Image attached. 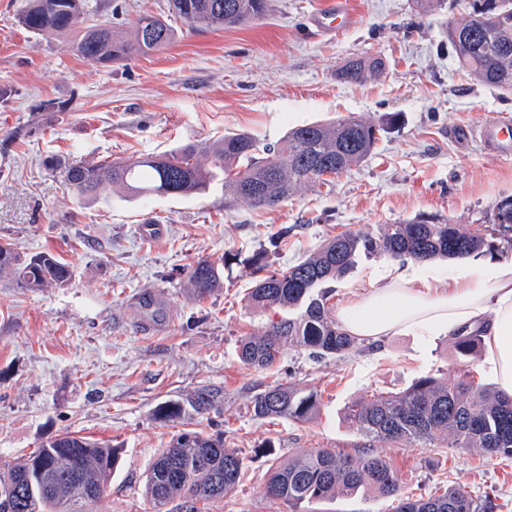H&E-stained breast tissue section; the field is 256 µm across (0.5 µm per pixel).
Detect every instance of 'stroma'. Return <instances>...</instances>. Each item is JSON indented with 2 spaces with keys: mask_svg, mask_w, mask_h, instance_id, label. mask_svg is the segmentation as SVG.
Masks as SVG:
<instances>
[{
  "mask_svg": "<svg viewBox=\"0 0 512 512\" xmlns=\"http://www.w3.org/2000/svg\"><path fill=\"white\" fill-rule=\"evenodd\" d=\"M328 0H274L253 24L221 30L174 21L164 50L103 68L76 56L66 36L25 29L27 0H0V239L20 251L50 252L72 269L67 287L32 291L0 277V468L65 431L119 445L111 494L84 512H149L144 481L180 421L153 410L202 387L217 406L191 427L223 433L246 458L234 492L206 512H289L265 493L273 458L314 448L352 455L377 448L403 491L430 494L463 485L512 512V460L445 446L411 447L360 435L346 409L398 392L427 374L456 381L470 372L490 384L481 357L458 358L450 336L383 339L379 350L315 360L291 349L275 373L238 358L243 336L280 319L245 300V261L298 263L344 231L424 217L435 224L495 229L512 199V160L479 142L455 141V127L487 114L512 117V93L460 70L446 25L470 0L414 11L412 0H349L350 29L321 36L308 25ZM98 21L130 36L140 12L166 13L167 0H98ZM379 56L384 73L363 84L336 77L350 58ZM365 115L384 125L375 153L332 183L272 209L224 205L213 184L185 196L145 200L104 190L78 202L59 167L75 161L166 154L186 144L247 133L276 146L292 125ZM161 237H142L148 220ZM226 259L224 286L203 299L187 290L199 259ZM315 390L312 421L254 418L251 396L272 379Z\"/></svg>",
  "mask_w": 512,
  "mask_h": 512,
  "instance_id": "1",
  "label": "stroma"
}]
</instances>
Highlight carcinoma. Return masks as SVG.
Returning <instances> with one entry per match:
<instances>
[{
	"label": "carcinoma",
	"mask_w": 512,
	"mask_h": 512,
	"mask_svg": "<svg viewBox=\"0 0 512 512\" xmlns=\"http://www.w3.org/2000/svg\"><path fill=\"white\" fill-rule=\"evenodd\" d=\"M270 0H168V13L196 28L212 30L249 24L263 18ZM472 11L447 25L446 33L458 64L473 78L492 88L512 92V0H472ZM94 13L89 0H29L21 16L27 29L45 34L78 32V57L107 67L117 61L158 50L175 37L162 15L141 13L134 40L118 35L108 23L83 25ZM385 70L380 57L353 58L337 72L349 83L379 77ZM380 125L369 117L341 116L328 122L292 127L281 143L260 153L245 133L227 134L213 143L184 146L169 154L126 160L75 162L61 167V176L79 199L98 197L112 186L129 198L183 196L213 182L224 184L225 204L243 200L255 208L271 209L314 183L358 166L373 153ZM498 236L512 246V200L497 208ZM485 230L459 224H429L407 220L381 224L374 233L342 232L326 240L298 263L265 270L262 254L247 259L258 277L247 294L260 311L281 309L288 317L258 335L241 339L240 361L255 370L271 368L288 349L304 348L316 359L344 358L365 350L364 340L345 332L332 313L333 283L345 277L359 255H385L416 262L460 259L499 252ZM226 260L202 259L191 266L188 285L200 299L223 287ZM19 288H63L71 280L69 266L49 252L23 253L0 240V275ZM482 329L464 328L454 336L453 349L462 359L482 347ZM212 391L202 388L188 399L202 414L214 408ZM314 391L273 382L251 398L257 419L307 422L318 411ZM163 421L186 416L179 402H165L154 411ZM357 430L368 438L436 445L512 459V397L474 380L467 373L457 381L428 374L395 393L364 397L348 408ZM120 448L75 432H65L23 455L0 471V489L12 488L9 512H83L82 504L100 501L108 491ZM245 457L224 447V437L185 430L172 437L151 466L144 484L153 512L177 503L181 512H197V503L217 502L233 492ZM267 496L301 512L302 505L359 492L391 499L394 512H494L489 497L480 501L461 485L428 496L402 491L389 461L376 449L352 456L331 448L274 462L265 487Z\"/></svg>",
	"instance_id": "carcinoma-1"
}]
</instances>
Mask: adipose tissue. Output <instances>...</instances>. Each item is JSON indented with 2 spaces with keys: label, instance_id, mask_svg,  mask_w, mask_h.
<instances>
[{
  "label": "adipose tissue",
  "instance_id": "1",
  "mask_svg": "<svg viewBox=\"0 0 512 512\" xmlns=\"http://www.w3.org/2000/svg\"><path fill=\"white\" fill-rule=\"evenodd\" d=\"M344 288L338 323L375 343L398 334L431 338L482 326L483 365L498 389L512 396V261L467 257L445 270L385 261Z\"/></svg>",
  "mask_w": 512,
  "mask_h": 512
}]
</instances>
